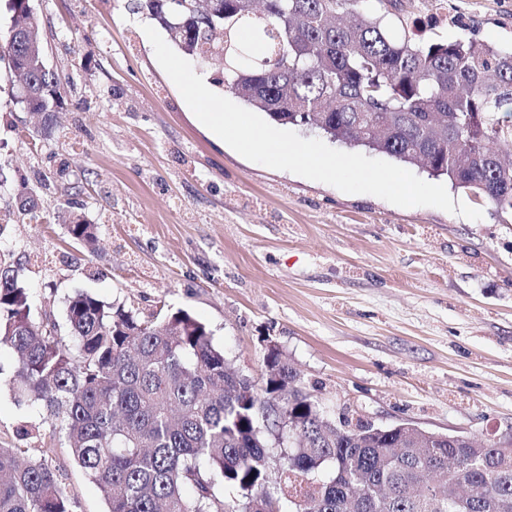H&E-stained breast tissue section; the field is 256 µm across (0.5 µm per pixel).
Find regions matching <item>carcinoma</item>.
Instances as JSON below:
<instances>
[{
	"label": "carcinoma",
	"instance_id": "1",
	"mask_svg": "<svg viewBox=\"0 0 512 512\" xmlns=\"http://www.w3.org/2000/svg\"><path fill=\"white\" fill-rule=\"evenodd\" d=\"M356 0H133L179 50L221 67L218 84L280 125L422 164L502 212L512 211V50L472 38L396 37L385 14L338 22ZM0 60H27L42 89L44 131L63 79L43 70L31 0H17ZM71 240L98 242L77 217ZM66 334L35 322L28 288L0 269V345L8 382L38 403L49 431L98 487L108 512H512V447L336 429L280 350L252 383L210 328L184 309L142 319L78 291ZM286 413L301 434L274 462L269 428ZM0 447V512H73L47 455Z\"/></svg>",
	"mask_w": 512,
	"mask_h": 512
}]
</instances>
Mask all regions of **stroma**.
Instances as JSON below:
<instances>
[{
	"mask_svg": "<svg viewBox=\"0 0 512 512\" xmlns=\"http://www.w3.org/2000/svg\"><path fill=\"white\" fill-rule=\"evenodd\" d=\"M418 2L400 11L418 38L512 47V0H446L442 25ZM32 5L72 82L47 135L0 61V264L18 267L35 319L62 318L78 290L143 316L185 308L252 381L276 344L331 419L512 436L511 212L454 186L481 219L402 208L250 162L189 109L130 0ZM61 171L69 192L42 191L36 217L12 208ZM77 215L98 225L97 252L69 239ZM44 417L0 387V446L49 454L74 512H107L56 437H19Z\"/></svg>",
	"mask_w": 512,
	"mask_h": 512,
	"instance_id": "stroma-1",
	"label": "stroma"
}]
</instances>
